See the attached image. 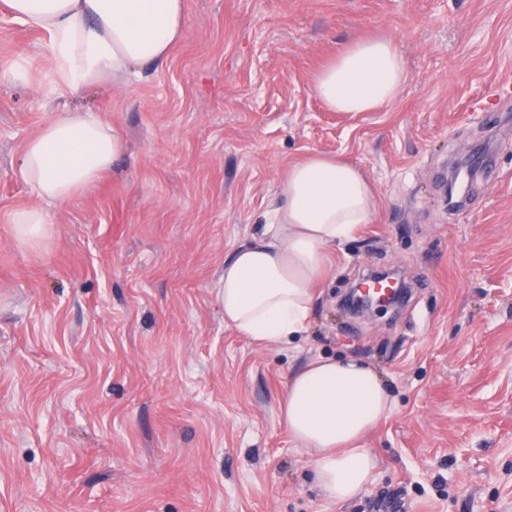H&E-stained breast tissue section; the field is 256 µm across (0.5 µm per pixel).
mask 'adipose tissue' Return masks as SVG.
<instances>
[{
	"label": "adipose tissue",
	"mask_w": 512,
	"mask_h": 512,
	"mask_svg": "<svg viewBox=\"0 0 512 512\" xmlns=\"http://www.w3.org/2000/svg\"><path fill=\"white\" fill-rule=\"evenodd\" d=\"M11 13L49 36L55 89L79 93L120 84L136 66L166 59L183 38L184 0H7ZM408 81L404 58L389 39L355 44L315 78L319 99L336 112L390 105ZM125 136L93 112H60L25 144L19 177L38 204L11 214L24 247L52 235L45 206L80 194L124 153ZM284 199L251 241L225 259L215 299L224 323L259 345L290 341L310 319L316 287L336 243L355 237L376 209L362 169L314 153L289 165ZM289 436L311 453L324 497L344 502L364 492L376 460L360 445L389 414L379 371L354 359H315L288 379L280 404Z\"/></svg>",
	"instance_id": "ef3b65f1"
}]
</instances>
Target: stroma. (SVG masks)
Segmentation results:
<instances>
[{
    "label": "stroma",
    "instance_id": "1",
    "mask_svg": "<svg viewBox=\"0 0 512 512\" xmlns=\"http://www.w3.org/2000/svg\"><path fill=\"white\" fill-rule=\"evenodd\" d=\"M183 39L118 86L53 89L48 36L0 0V512H512V0H185ZM392 39L409 74L378 112H333L314 80L348 45ZM41 83L34 91L33 83ZM100 113L127 152L48 206L37 251L9 215L35 204L21 151L54 113ZM488 142L457 207L438 180ZM361 167L377 209L337 245L306 329L259 347L224 324L214 286L255 233L289 164ZM370 267L400 269L399 314L342 315ZM367 362L389 417L363 445L368 489L316 487L289 436V376L318 358Z\"/></svg>",
    "mask_w": 512,
    "mask_h": 512
}]
</instances>
